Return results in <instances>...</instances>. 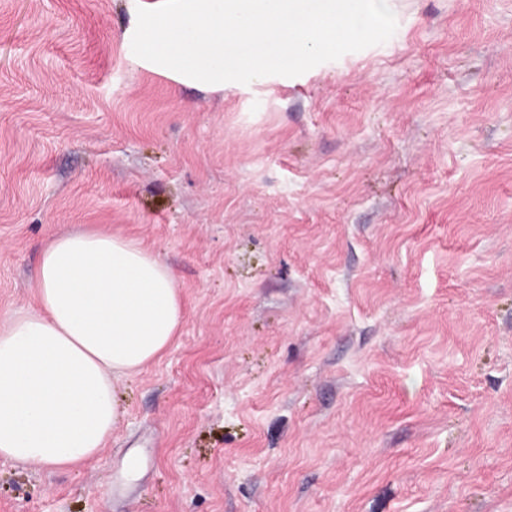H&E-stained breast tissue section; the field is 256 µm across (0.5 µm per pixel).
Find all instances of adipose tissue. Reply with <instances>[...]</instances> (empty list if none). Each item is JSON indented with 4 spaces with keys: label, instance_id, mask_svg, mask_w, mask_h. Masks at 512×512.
Returning a JSON list of instances; mask_svg holds the SVG:
<instances>
[{
    "label": "adipose tissue",
    "instance_id": "1",
    "mask_svg": "<svg viewBox=\"0 0 512 512\" xmlns=\"http://www.w3.org/2000/svg\"><path fill=\"white\" fill-rule=\"evenodd\" d=\"M35 288L0 325V457L60 470L97 456L118 382L167 350L183 308L160 255L112 233L53 237Z\"/></svg>",
    "mask_w": 512,
    "mask_h": 512
}]
</instances>
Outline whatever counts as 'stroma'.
<instances>
[{
    "label": "stroma",
    "instance_id": "stroma-1",
    "mask_svg": "<svg viewBox=\"0 0 512 512\" xmlns=\"http://www.w3.org/2000/svg\"><path fill=\"white\" fill-rule=\"evenodd\" d=\"M160 0H0V322L112 232L184 320L99 454L0 457V512H512V0H392L386 42L205 84Z\"/></svg>",
    "mask_w": 512,
    "mask_h": 512
}]
</instances>
